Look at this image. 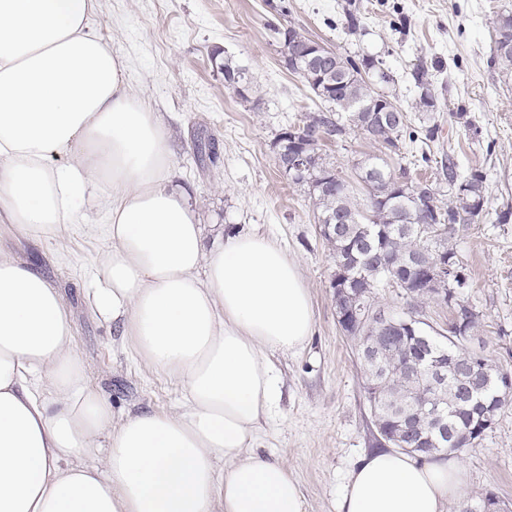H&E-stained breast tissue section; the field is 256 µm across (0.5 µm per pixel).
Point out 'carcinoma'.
<instances>
[{
  "label": "carcinoma",
  "instance_id": "1",
  "mask_svg": "<svg viewBox=\"0 0 512 512\" xmlns=\"http://www.w3.org/2000/svg\"><path fill=\"white\" fill-rule=\"evenodd\" d=\"M326 54L331 59L327 68L308 54L291 61L288 67L300 77H310L312 84L323 85L331 94L325 100L329 109L308 114L301 119L302 125L321 128L326 138L356 131L377 144L380 151L356 162L355 176L348 180L316 142L306 148V169L288 173L293 183L306 187L335 268L345 273L341 280H332L334 287L354 288V304L366 310L379 309L377 290L385 279L394 277L409 283L413 292L407 310L402 312L404 317L420 316V308L428 300L440 302L453 312L467 309L469 303L456 288L458 284L468 287L467 277L456 285L449 282L429 287L422 273L438 258L464 271L449 242L459 225L472 223V218L483 211L484 176L476 171L461 175L454 156H446L431 187L461 181L465 183L463 195L448 197V202L440 203L436 211L419 206L403 191L402 179L410 173L401 163L402 150L409 144L429 146L437 136V125L414 129L405 110L400 108L390 117L381 112L380 105L390 102V95L376 86H388L394 79L378 59L365 56L355 61L330 50ZM493 58L505 73H512V10L501 13L496 22ZM219 70L224 78L235 76L245 86L242 98L260 102L245 68L225 59ZM366 74L371 75L372 81L365 80ZM405 134L406 142L402 141ZM275 147L278 166L288 168L295 146L282 143L278 137ZM360 190L365 195L361 202L356 199ZM338 325L356 344L372 424L381 436L377 445L381 447L388 444L417 453L427 438L429 442L425 444L438 454L472 448L485 434L481 417H497L512 400V390L490 386L485 378L480 382L485 387L484 404L472 408L459 402L465 383L457 367L471 362L474 356L463 342L480 326L473 311L459 326L448 323V334L430 336L432 351L452 359L440 379L418 375L410 369L409 362L418 352L413 332H407L396 351L390 352L380 348L378 321L369 317L360 321L349 313ZM408 418L413 425L406 430L403 425Z\"/></svg>",
  "mask_w": 512,
  "mask_h": 512
}]
</instances>
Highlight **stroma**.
Segmentation results:
<instances>
[{"label":"stroma","instance_id":"1","mask_svg":"<svg viewBox=\"0 0 512 512\" xmlns=\"http://www.w3.org/2000/svg\"><path fill=\"white\" fill-rule=\"evenodd\" d=\"M95 27L127 64L133 94L167 129L173 161L204 226L206 245L226 234L258 231L294 259L310 291L315 332L304 349L275 353L280 399L258 450L284 459L306 512H336L355 462L375 450L374 427L353 342L336 322L334 263L302 186L279 168L273 142L321 106L281 57L275 27L294 26L343 56L369 55L394 77L389 93L420 120L421 86L436 98L434 163L452 154L462 172L485 177L487 203L452 240L468 276L465 299L480 327L471 341L512 371V74L492 59L495 22L512 0H99ZM247 69L260 103L224 83L212 54ZM342 174L375 153L363 135L325 141ZM105 209L74 217L36 238L7 233L0 249L37 268L71 313L86 383L106 397L114 418L140 409L177 411L183 384L144 368L115 324L96 315L88 295L108 250ZM462 500L486 492L512 505V404L480 443L460 454Z\"/></svg>","mask_w":512,"mask_h":512}]
</instances>
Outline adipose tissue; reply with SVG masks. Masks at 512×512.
Listing matches in <instances>:
<instances>
[{"mask_svg": "<svg viewBox=\"0 0 512 512\" xmlns=\"http://www.w3.org/2000/svg\"><path fill=\"white\" fill-rule=\"evenodd\" d=\"M97 12L98 0H0V215L44 233L88 200L104 206L93 307L186 394L177 412L113 419L56 288L0 253V512H306L287 463L256 441L279 399L271 353L314 332L310 291L267 236L206 247L162 122ZM465 483L457 457L378 449L337 512H446Z\"/></svg>", "mask_w": 512, "mask_h": 512, "instance_id": "obj_1", "label": "adipose tissue"}]
</instances>
